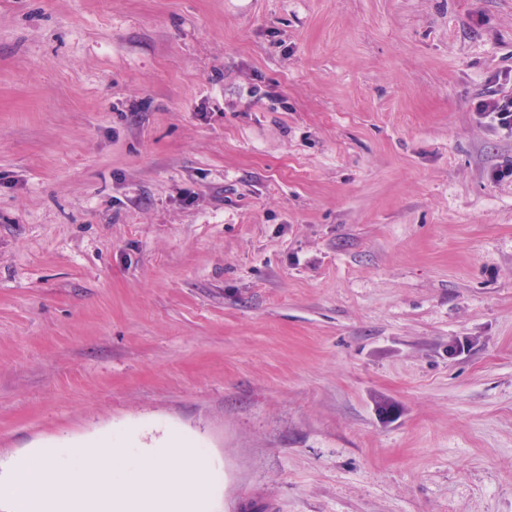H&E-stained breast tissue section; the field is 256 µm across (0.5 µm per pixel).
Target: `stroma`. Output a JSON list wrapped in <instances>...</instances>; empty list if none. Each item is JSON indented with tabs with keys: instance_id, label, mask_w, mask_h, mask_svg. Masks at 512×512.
<instances>
[{
	"instance_id": "stroma-1",
	"label": "stroma",
	"mask_w": 512,
	"mask_h": 512,
	"mask_svg": "<svg viewBox=\"0 0 512 512\" xmlns=\"http://www.w3.org/2000/svg\"><path fill=\"white\" fill-rule=\"evenodd\" d=\"M512 0H0V472L207 451L205 512H512ZM479 118H489L496 126L512 134V92H494L475 106Z\"/></svg>"
}]
</instances>
